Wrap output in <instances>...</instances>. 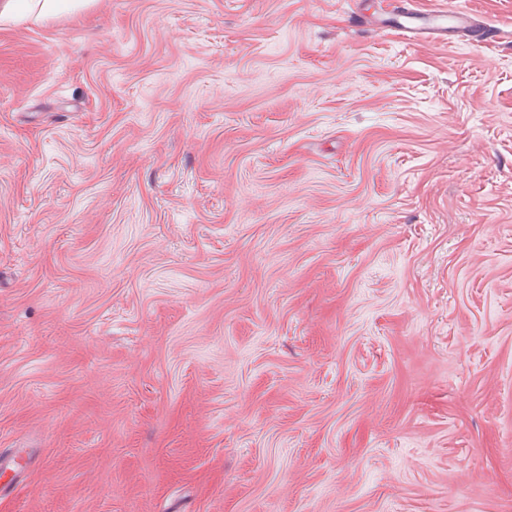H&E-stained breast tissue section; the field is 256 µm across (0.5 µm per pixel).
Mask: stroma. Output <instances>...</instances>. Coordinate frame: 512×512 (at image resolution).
<instances>
[{"label": "stroma", "instance_id": "1", "mask_svg": "<svg viewBox=\"0 0 512 512\" xmlns=\"http://www.w3.org/2000/svg\"><path fill=\"white\" fill-rule=\"evenodd\" d=\"M0 22V512H512V0ZM399 7H394L397 15L402 18V22L397 21L391 28V31L396 36H402L407 41H413L418 36H425L430 34H439L447 36L448 30L452 32H462L470 35L474 30L471 24V17L467 13L455 11L452 9L439 10L432 13H423L418 10H398ZM425 15H430L431 22L427 24H417L419 19L426 18ZM448 23L449 26L445 25Z\"/></svg>", "mask_w": 512, "mask_h": 512}]
</instances>
